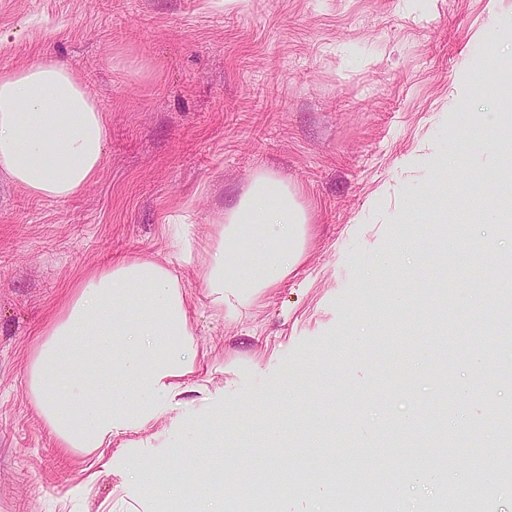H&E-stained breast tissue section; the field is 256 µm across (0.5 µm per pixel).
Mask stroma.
I'll return each mask as SVG.
<instances>
[{"instance_id": "stroma-1", "label": "stroma", "mask_w": 512, "mask_h": 512, "mask_svg": "<svg viewBox=\"0 0 512 512\" xmlns=\"http://www.w3.org/2000/svg\"><path fill=\"white\" fill-rule=\"evenodd\" d=\"M511 38L512 0H0V69L53 56L111 115L101 174L79 198L35 199L0 175V512H162L125 485L128 460L192 480L175 445L207 423L224 435L214 467L261 457L322 472L340 498L350 467L435 462L448 433L461 453L449 482L497 454L494 433L475 441L467 425L512 407V359L499 355L492 382L484 363L503 326L512 229L489 222L481 176L503 167L512 180L482 125L495 107L512 121L499 93ZM487 55L500 66L477 73ZM455 156L463 165L445 166ZM260 170L314 206L298 271L225 319L194 266L176 267L205 392L187 389L111 447L58 448L29 404L26 367L70 284L126 256L169 259L166 225L185 217L205 237ZM478 252L490 276L477 289ZM452 324L454 342L434 344ZM436 367L455 396L440 418ZM263 395L268 409L253 410Z\"/></svg>"}]
</instances>
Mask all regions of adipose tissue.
Masks as SVG:
<instances>
[{"label":"adipose tissue","mask_w":512,"mask_h":512,"mask_svg":"<svg viewBox=\"0 0 512 512\" xmlns=\"http://www.w3.org/2000/svg\"><path fill=\"white\" fill-rule=\"evenodd\" d=\"M110 117L69 65L49 55L0 70V172L34 198L69 200L101 172ZM311 210L286 178L260 171L196 239L174 225L176 261L195 265L225 317L256 305L304 262ZM198 347L170 263L129 256L86 272L32 347L29 400L59 447L91 454L177 405ZM130 482L193 512H224V484L182 483L131 459Z\"/></svg>","instance_id":"adipose-tissue-1"}]
</instances>
